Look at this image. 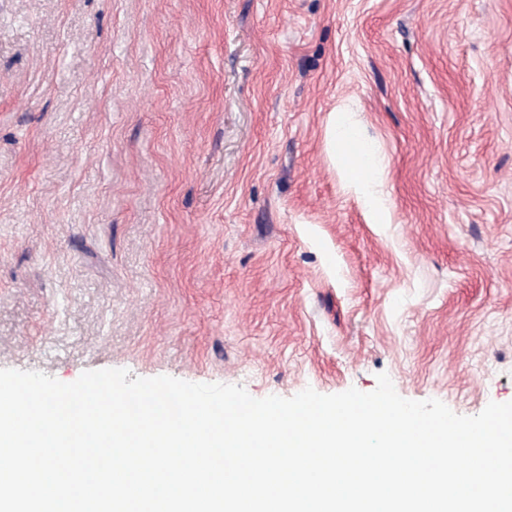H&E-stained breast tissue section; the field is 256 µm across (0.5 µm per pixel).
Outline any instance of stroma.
Returning a JSON list of instances; mask_svg holds the SVG:
<instances>
[{
    "label": "stroma",
    "instance_id": "obj_1",
    "mask_svg": "<svg viewBox=\"0 0 512 512\" xmlns=\"http://www.w3.org/2000/svg\"><path fill=\"white\" fill-rule=\"evenodd\" d=\"M0 368L512 402V0H0ZM347 171L350 180L354 183L370 186L373 182V173L377 171V167L368 159L353 155L348 159Z\"/></svg>",
    "mask_w": 512,
    "mask_h": 512
}]
</instances>
